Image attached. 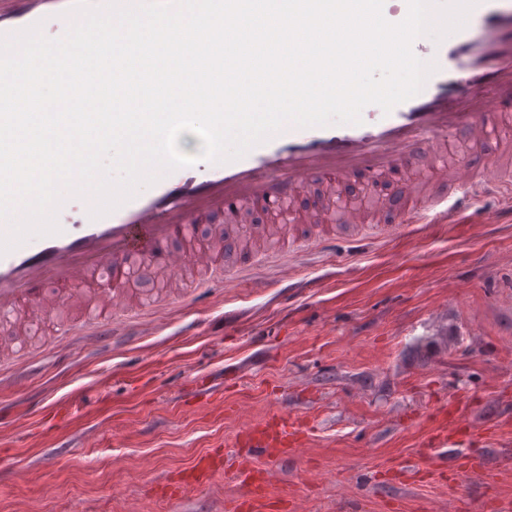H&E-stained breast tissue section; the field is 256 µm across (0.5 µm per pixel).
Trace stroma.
Returning <instances> with one entry per match:
<instances>
[{
  "label": "stroma",
  "mask_w": 512,
  "mask_h": 512,
  "mask_svg": "<svg viewBox=\"0 0 512 512\" xmlns=\"http://www.w3.org/2000/svg\"><path fill=\"white\" fill-rule=\"evenodd\" d=\"M480 208L385 242L348 230L288 270L254 253L226 293L151 265L150 309L90 344L59 329L82 288L0 323V512H253L256 476L265 512L512 503V425L484 433L512 412V199ZM455 397L460 442L430 449ZM284 410L309 427L298 452L237 446ZM223 454L235 466L199 478ZM465 455L483 470H454Z\"/></svg>",
  "instance_id": "stroma-1"
}]
</instances>
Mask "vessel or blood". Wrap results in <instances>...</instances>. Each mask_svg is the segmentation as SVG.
<instances>
[{
    "label": "vessel or blood",
    "instance_id": "b4317fda",
    "mask_svg": "<svg viewBox=\"0 0 512 512\" xmlns=\"http://www.w3.org/2000/svg\"><path fill=\"white\" fill-rule=\"evenodd\" d=\"M76 2L0 0V35L39 22L45 35L60 37ZM413 52L437 66L423 90L388 112L366 106L362 124L287 127L238 160H203L163 174L95 220L90 198L66 196L59 233L0 255V313L24 316L45 284L66 291L92 281L100 291L70 333L99 335L101 327L136 317L118 291L130 287L135 261L156 257L169 278L193 262L207 271L201 287H238L240 272L226 273L222 252L197 238L194 226L259 209L295 228L308 217L292 204L315 179L339 189L356 172L376 181L399 175L397 199L378 207L374 230L383 239L401 223L444 224L468 212L479 197L512 183V165L490 170L470 159L489 141L505 139L498 117L512 112V0H478L461 30L439 42L418 37ZM304 440L303 425L283 413L252 432L249 446L292 454Z\"/></svg>",
    "mask_w": 512,
    "mask_h": 512
}]
</instances>
